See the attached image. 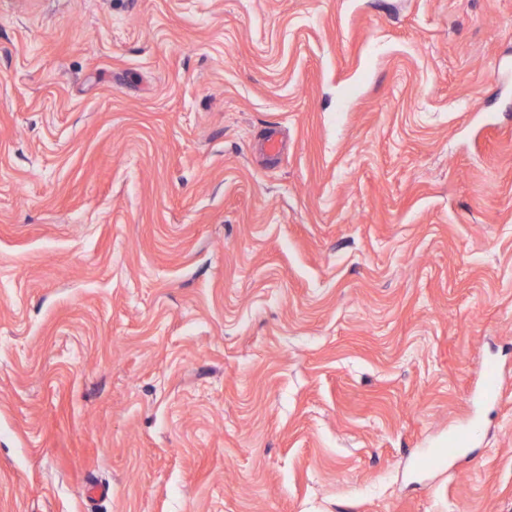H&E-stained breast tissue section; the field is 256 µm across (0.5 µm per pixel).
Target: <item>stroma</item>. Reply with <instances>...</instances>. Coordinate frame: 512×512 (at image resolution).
Masks as SVG:
<instances>
[{
  "instance_id": "stroma-1",
  "label": "stroma",
  "mask_w": 512,
  "mask_h": 512,
  "mask_svg": "<svg viewBox=\"0 0 512 512\" xmlns=\"http://www.w3.org/2000/svg\"><path fill=\"white\" fill-rule=\"evenodd\" d=\"M0 512H512V0H0Z\"/></svg>"
}]
</instances>
